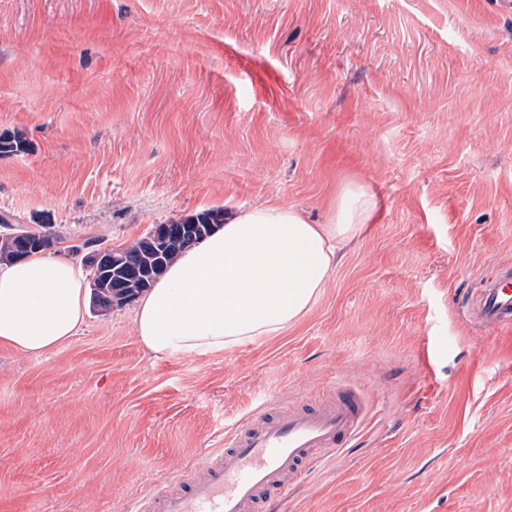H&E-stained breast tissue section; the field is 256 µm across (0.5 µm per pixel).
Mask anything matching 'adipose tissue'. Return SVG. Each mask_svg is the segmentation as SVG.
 <instances>
[{"mask_svg":"<svg viewBox=\"0 0 512 512\" xmlns=\"http://www.w3.org/2000/svg\"><path fill=\"white\" fill-rule=\"evenodd\" d=\"M377 216L374 196L360 185L337 195L326 224L278 202L239 210L143 291L135 311L142 345L159 356L208 354L283 333L322 298L340 246ZM87 307L73 258L0 263V342L14 350H54L81 329Z\"/></svg>","mask_w":512,"mask_h":512,"instance_id":"1","label":"adipose tissue"}]
</instances>
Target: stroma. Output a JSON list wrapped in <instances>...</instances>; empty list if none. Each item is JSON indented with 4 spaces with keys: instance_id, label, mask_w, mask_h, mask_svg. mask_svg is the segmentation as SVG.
<instances>
[{
    "instance_id": "stroma-1",
    "label": "stroma",
    "mask_w": 512,
    "mask_h": 512,
    "mask_svg": "<svg viewBox=\"0 0 512 512\" xmlns=\"http://www.w3.org/2000/svg\"><path fill=\"white\" fill-rule=\"evenodd\" d=\"M13 133L0 214L67 254L269 200L322 224L351 182L378 221L278 336L156 358L130 302L0 345V512H126L339 380L364 426L280 512H512V332L463 309L512 268V0H0Z\"/></svg>"
}]
</instances>
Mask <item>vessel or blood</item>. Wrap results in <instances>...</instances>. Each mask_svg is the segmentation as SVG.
Returning <instances> with one entry per match:
<instances>
[{
	"label": "vessel or blood",
	"mask_w": 512,
	"mask_h": 512,
	"mask_svg": "<svg viewBox=\"0 0 512 512\" xmlns=\"http://www.w3.org/2000/svg\"><path fill=\"white\" fill-rule=\"evenodd\" d=\"M467 311L489 330L511 329L512 272L481 276ZM365 413L364 397L345 381L327 401L259 413L230 433L199 473L183 476L182 490L162 487L134 512H266L314 459L346 447Z\"/></svg>",
	"instance_id": "1"
}]
</instances>
